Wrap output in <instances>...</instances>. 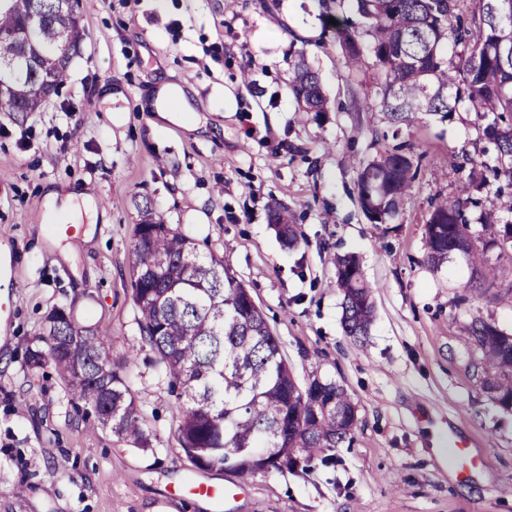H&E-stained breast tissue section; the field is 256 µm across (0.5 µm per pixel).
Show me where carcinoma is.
Wrapping results in <instances>:
<instances>
[{
	"instance_id": "carcinoma-1",
	"label": "carcinoma",
	"mask_w": 512,
	"mask_h": 512,
	"mask_svg": "<svg viewBox=\"0 0 512 512\" xmlns=\"http://www.w3.org/2000/svg\"><path fill=\"white\" fill-rule=\"evenodd\" d=\"M357 21L338 20L336 33L348 64L361 62V45L380 66L379 107L392 136L420 114L445 121L467 102L489 118L473 143L474 153L494 147L493 165L470 177L461 195L433 206L426 222L425 260L437 268L459 242L469 241V214L492 225L502 208L512 211V51L500 46L502 25L512 24V0H475L470 21L452 25L456 0H351ZM79 0H0V53L16 38L27 45L32 64L0 68V112H37L45 88L59 89L72 56L62 46L83 36ZM456 51L448 56V43ZM290 90L304 112L327 111L318 73L297 54ZM417 168L413 156L384 150L358 174L362 209L374 224L398 215ZM131 268L132 300L142 340L153 349L177 387L181 417L177 441L197 469H224L237 475L259 473L261 455L298 458L301 468L351 436L356 407L346 391L313 379L306 394L294 393L296 380L278 339L249 290L224 266L202 255L193 240L154 217L152 204L139 205ZM279 236L297 240L288 210L270 209ZM343 328L356 341L373 321L370 287L352 256L340 260ZM47 317L40 346L28 349L25 364L36 368L50 359L66 382L75 407L117 439L146 447L149 433L138 414L136 396L120 367L103 350L98 331ZM484 356L483 386L499 406L512 411V334L484 322L472 328Z\"/></svg>"
}]
</instances>
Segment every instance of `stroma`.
<instances>
[{
  "label": "stroma",
  "instance_id": "stroma-1",
  "mask_svg": "<svg viewBox=\"0 0 512 512\" xmlns=\"http://www.w3.org/2000/svg\"><path fill=\"white\" fill-rule=\"evenodd\" d=\"M350 0H83L85 36L57 95L40 111L0 112V512H512V412L483 389L475 321L512 334V250L472 248L440 269L425 261L433 204L468 182L466 153L482 121L419 119L399 137L376 104L379 68L345 63L326 15ZM318 72L326 111H300L288 91L297 53ZM179 85L199 127L156 130L146 100ZM420 156L399 215L374 224L357 175L382 150ZM91 195L104 219L69 255L72 212L46 194ZM177 227L204 255L222 258L248 288L298 383L332 380L353 399L357 426L330 464L241 477L189 468L176 441L171 379L141 339L131 296L137 208ZM288 206L297 240L269 222ZM199 211L204 223H191ZM356 257L375 319L364 343L346 336L337 261ZM497 268L475 288L479 260ZM105 335L151 444L117 441L68 403L52 362L28 369V346L54 307ZM481 461L453 474L448 439ZM223 487L216 504L199 484Z\"/></svg>",
  "mask_w": 512,
  "mask_h": 512
}]
</instances>
